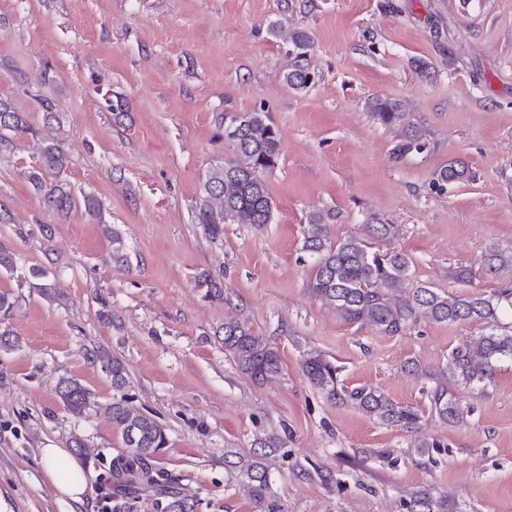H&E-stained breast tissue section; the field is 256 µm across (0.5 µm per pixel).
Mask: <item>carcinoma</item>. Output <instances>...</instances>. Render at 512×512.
I'll use <instances>...</instances> for the list:
<instances>
[{
  "label": "carcinoma",
  "mask_w": 512,
  "mask_h": 512,
  "mask_svg": "<svg viewBox=\"0 0 512 512\" xmlns=\"http://www.w3.org/2000/svg\"><path fill=\"white\" fill-rule=\"evenodd\" d=\"M289 65L285 80L294 90H305L313 83L311 57L313 40L305 31H288ZM375 118L384 125H401L406 113L398 101L376 99L369 104ZM244 125L243 144L230 143L232 153L211 166L205 173L195 207V223L215 239L223 235L226 224L263 226L272 221L274 200L268 193L264 175L274 170L280 159L281 145L277 130L268 113L260 108L245 114H224ZM33 133V128L0 99V149L9 148L14 140ZM425 147L423 134L408 129L396 146L400 155L419 152ZM40 166L27 179L43 197L44 203L59 213L68 212L76 204L75 196L64 183L45 185L43 170L61 172L68 158L54 142L39 146ZM468 167L451 161L439 172V181L462 180ZM302 249L314 262L315 276L311 293L333 306L345 320L366 324L382 334L398 335L423 322H477L482 333L473 347L457 348L448 358V370L430 372L435 380L431 392L432 409L439 419L466 424L471 408L462 404L448 388V379L471 388L482 389L492 378L498 363L512 360V325L502 323V317L512 312V281H506L488 296L476 293H449L419 284L408 292L399 286L409 279L412 261L404 253L380 249L356 238L333 241L329 224L320 214L309 217L304 231ZM512 267V251L490 249L485 255L486 271L497 273ZM224 351L233 359L237 370L251 380H266L280 370L277 349L256 336L244 322H224ZM20 346V339L0 322V350L10 351ZM95 359L112 378V385L122 388L127 383V370L118 358L99 351ZM302 372L309 382L327 399L351 400L379 422L406 430L420 428L419 416L400 406L385 393L373 388L348 390L337 383V368L317 351L304 358ZM57 395L72 413L80 415L91 404L92 394L72 378H62ZM126 399L115 400L106 407L112 427L121 436L122 452L112 464V478L130 494L153 488L166 499L164 512H193L194 502L172 480L155 467L161 451L168 447L165 428L153 417L129 410ZM240 477L247 481L255 504L263 507L269 491V478L264 464L257 460L233 463ZM406 512H447L448 499L436 497L423 489L403 503Z\"/></svg>",
  "instance_id": "obj_1"
}]
</instances>
